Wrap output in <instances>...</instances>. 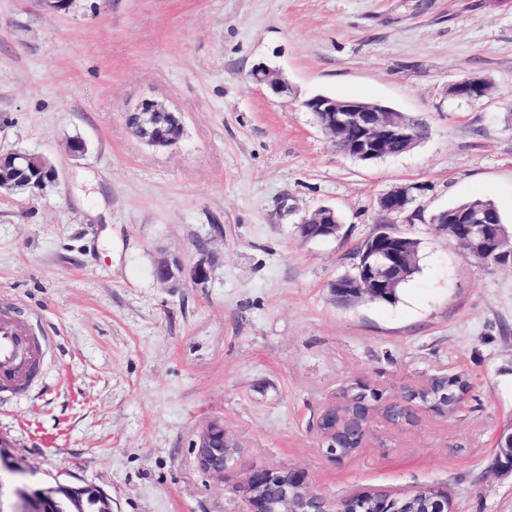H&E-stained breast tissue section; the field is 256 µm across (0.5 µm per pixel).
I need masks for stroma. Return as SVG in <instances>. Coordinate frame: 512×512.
Listing matches in <instances>:
<instances>
[{"label": "stroma", "instance_id": "obj_1", "mask_svg": "<svg viewBox=\"0 0 512 512\" xmlns=\"http://www.w3.org/2000/svg\"><path fill=\"white\" fill-rule=\"evenodd\" d=\"M260 64L288 93L252 80ZM472 74L491 96H452ZM317 93L385 102L426 135L351 159L303 108ZM144 98L181 113L177 146L128 131ZM17 149L58 170L0 193V310L45 339L26 392H0V439L28 483L95 486L112 512H243L249 471L299 467L333 500L432 486L455 512H512L496 448L512 430V262L468 260L430 222L481 197L512 229V0H0V152ZM401 186L417 272L395 304L339 302L331 282ZM323 206L339 236L301 239ZM208 235L205 284L155 279L161 258L192 266ZM460 371L463 409L374 416L342 465L321 447L317 420L348 384L392 397ZM215 421L240 446L221 475L193 448Z\"/></svg>", "mask_w": 512, "mask_h": 512}]
</instances>
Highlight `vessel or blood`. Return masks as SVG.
Instances as JSON below:
<instances>
[{"mask_svg": "<svg viewBox=\"0 0 512 512\" xmlns=\"http://www.w3.org/2000/svg\"><path fill=\"white\" fill-rule=\"evenodd\" d=\"M26 346L30 362H41L44 348L32 334L29 319L18 312L0 313V390H15L26 386L27 369L18 367L16 352Z\"/></svg>", "mask_w": 512, "mask_h": 512, "instance_id": "vessel-or-blood-1", "label": "vessel or blood"}]
</instances>
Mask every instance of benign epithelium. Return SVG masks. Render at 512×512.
I'll list each match as a JSON object with an SVG mask.
<instances>
[{
  "mask_svg": "<svg viewBox=\"0 0 512 512\" xmlns=\"http://www.w3.org/2000/svg\"><path fill=\"white\" fill-rule=\"evenodd\" d=\"M251 78L275 94L288 92L289 85L281 73L258 65L251 70ZM491 85L478 75H471L454 82L450 93L468 102H478L488 97ZM311 112L321 130L334 142L343 154L361 161L377 160L393 155L397 147H412L415 134L407 117L394 109L379 104L358 100L337 99L329 95H315L302 102ZM125 123L132 134L150 147L170 148L179 144L183 137L184 124L180 113L165 102L145 98L124 112ZM56 169L43 156L22 150L0 154V190L25 192L43 189L57 181ZM412 198L407 189L395 188L379 199V208L385 214L386 224L379 226L363 242L366 259L355 265L354 273L341 277L330 284L333 292L344 298H366L368 296H392L398 286L406 280L412 267L411 238L395 228L405 218ZM438 229L453 235L470 259L502 263L512 261V236L500 225L491 228L483 223L478 214L464 206L445 209L432 217ZM315 227L304 239L330 238L336 236L341 225L336 223L335 209L324 206L303 221L299 228ZM197 262L185 269L178 259L165 258L156 263L155 277L163 284L177 286L188 277L195 284L205 283L210 275L213 253L209 239L198 238L192 242ZM450 375L431 377L427 388L438 383L441 394H433L421 405L429 411L446 414L456 410L466 400L461 390L448 392ZM415 388L407 387L393 399L383 398V392L369 385L356 382L342 392V402L327 406L317 422L321 447L327 457L343 464L365 447L370 430L372 408L383 402L389 407L385 419L400 426L415 419ZM196 459L201 469L222 475L229 463L235 459L238 448L226 435L224 425L208 424L198 435L194 444ZM54 489L73 504L72 512H84L89 490L99 500L107 496L98 488L89 485L57 484ZM246 502L244 512H408V505L415 501L416 493L372 492L370 506L361 504L365 490H354L340 500H331L313 491L308 475L298 468H270L249 472L241 486ZM11 495L17 504L11 512H47L46 493L33 489L25 483H16ZM424 512H454L450 496L434 488H427Z\"/></svg>",
  "mask_w": 512,
  "mask_h": 512,
  "instance_id": "benign-epithelium-1",
  "label": "benign epithelium"
}]
</instances>
